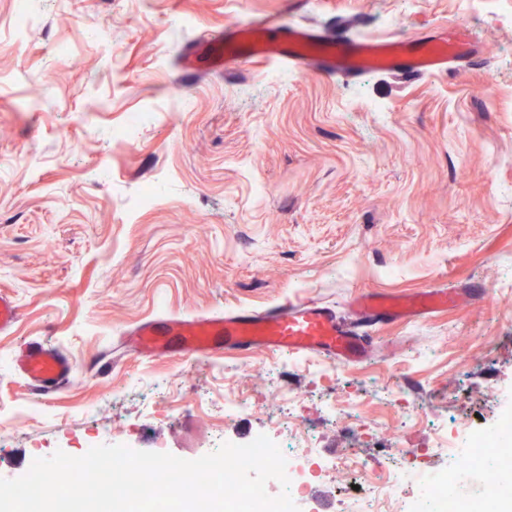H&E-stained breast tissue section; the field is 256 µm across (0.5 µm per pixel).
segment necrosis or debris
<instances>
[{
    "label": "necrosis or debris",
    "instance_id": "1",
    "mask_svg": "<svg viewBox=\"0 0 512 512\" xmlns=\"http://www.w3.org/2000/svg\"><path fill=\"white\" fill-rule=\"evenodd\" d=\"M310 432L298 427L297 436L284 456L289 487L278 481L266 484L269 495L288 491L293 502L303 500L308 485L322 474V464L307 451ZM439 449L452 451L455 467L448 471H429L405 455L393 457L382 474L369 472L354 455L338 457L336 464L366 485L365 496L355 499L351 512H512V413H500L489 429H467L460 433L440 431ZM496 462L499 489L471 499L450 493L455 473L461 469L479 471Z\"/></svg>",
    "mask_w": 512,
    "mask_h": 512
}]
</instances>
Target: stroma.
Returning <instances> with one entry per match:
<instances>
[{"label":"stroma","instance_id":"obj_1","mask_svg":"<svg viewBox=\"0 0 512 512\" xmlns=\"http://www.w3.org/2000/svg\"><path fill=\"white\" fill-rule=\"evenodd\" d=\"M12 13L0 0V290L20 308L0 334V477L93 433L185 460L220 433L286 436L277 382L300 396L315 457L352 450L377 470L400 448L447 468L440 429L512 407V16L479 0H40L19 29ZM254 16L353 39L461 30L483 54L411 78H305L249 59L186 72L203 31ZM421 288L466 297L427 319L362 322L361 364L116 351L171 312L303 298L346 317L358 294ZM31 343L74 362L51 397L14 371ZM397 389L422 423L402 422ZM238 391L254 407L218 421ZM350 397L353 425L322 409ZM354 495L334 469L302 510L348 512Z\"/></svg>","mask_w":512,"mask_h":512}]
</instances>
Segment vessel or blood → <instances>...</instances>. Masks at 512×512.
Masks as SVG:
<instances>
[{"label":"vessel or blood","mask_w":512,"mask_h":512,"mask_svg":"<svg viewBox=\"0 0 512 512\" xmlns=\"http://www.w3.org/2000/svg\"><path fill=\"white\" fill-rule=\"evenodd\" d=\"M277 38H270V31ZM199 50L211 70L226 71L242 53L291 66L301 75L312 71L360 75L393 71L403 76L436 74L475 54L471 42H449L439 35L415 41L350 40L330 35L313 25H288L259 17L225 26L201 35ZM453 294L424 288L398 296L376 292L361 294L355 301L356 317L368 320L428 318L453 304ZM19 318L12 295L0 292V333L10 331ZM130 347L144 357L164 354L171 341H178L187 354L209 357L226 350L263 349L278 355L314 353L342 364L364 361L370 351L366 337L356 325L341 321L334 310L316 301L285 302L260 311L238 310L198 317L170 314L163 321L148 319L131 331ZM16 369L42 394L57 392L71 378L74 365L56 348L37 345L21 351Z\"/></svg>","instance_id":"obj_1"}]
</instances>
